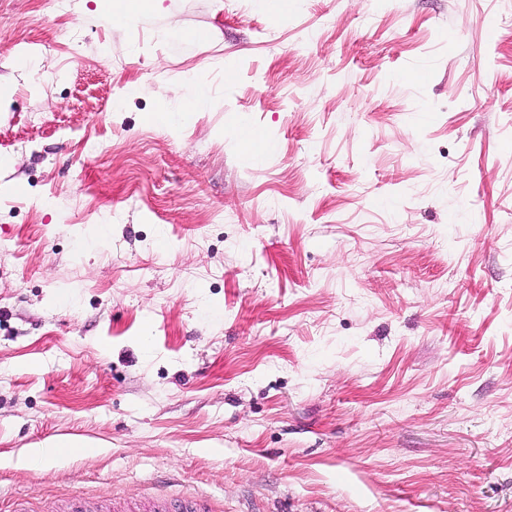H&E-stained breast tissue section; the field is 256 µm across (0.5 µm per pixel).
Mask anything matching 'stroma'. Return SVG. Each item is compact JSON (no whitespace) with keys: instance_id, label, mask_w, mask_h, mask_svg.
<instances>
[{"instance_id":"stroma-1","label":"stroma","mask_w":512,"mask_h":512,"mask_svg":"<svg viewBox=\"0 0 512 512\" xmlns=\"http://www.w3.org/2000/svg\"><path fill=\"white\" fill-rule=\"evenodd\" d=\"M1 84L0 512H512V0H0ZM149 1L143 0H102L101 11L105 17L123 25L136 22L144 13ZM140 510L134 512H213L209 499L203 495L173 499L163 493L154 495Z\"/></svg>"}]
</instances>
